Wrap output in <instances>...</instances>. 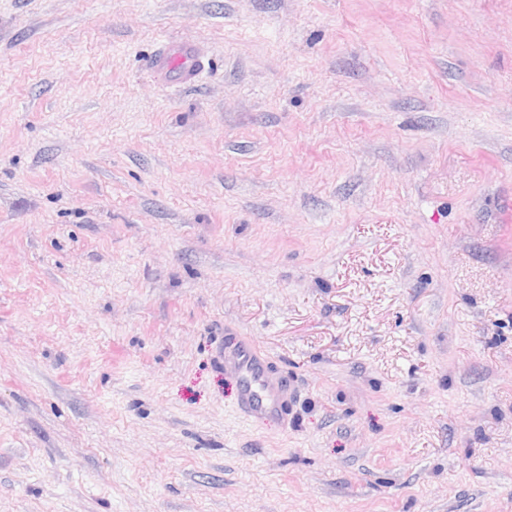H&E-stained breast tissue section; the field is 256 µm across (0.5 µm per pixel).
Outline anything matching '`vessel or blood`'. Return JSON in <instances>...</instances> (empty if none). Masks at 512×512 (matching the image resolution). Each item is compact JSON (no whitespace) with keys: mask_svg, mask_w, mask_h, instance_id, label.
Returning <instances> with one entry per match:
<instances>
[{"mask_svg":"<svg viewBox=\"0 0 512 512\" xmlns=\"http://www.w3.org/2000/svg\"><path fill=\"white\" fill-rule=\"evenodd\" d=\"M222 362L237 380V412L249 419L287 426L288 387L275 376L267 356L247 338L233 337L224 349Z\"/></svg>","mask_w":512,"mask_h":512,"instance_id":"vessel-or-blood-1","label":"vessel or blood"}]
</instances>
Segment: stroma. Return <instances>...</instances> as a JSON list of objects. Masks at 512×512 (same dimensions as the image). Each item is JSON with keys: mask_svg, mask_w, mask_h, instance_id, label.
Returning <instances> with one entry per match:
<instances>
[{"mask_svg": "<svg viewBox=\"0 0 512 512\" xmlns=\"http://www.w3.org/2000/svg\"><path fill=\"white\" fill-rule=\"evenodd\" d=\"M0 512H512V0H0ZM224 370L237 380V412L245 418L267 424H288V387L285 380L275 376L268 357L247 338L232 337L224 347Z\"/></svg>", "mask_w": 512, "mask_h": 512, "instance_id": "1", "label": "stroma"}]
</instances>
